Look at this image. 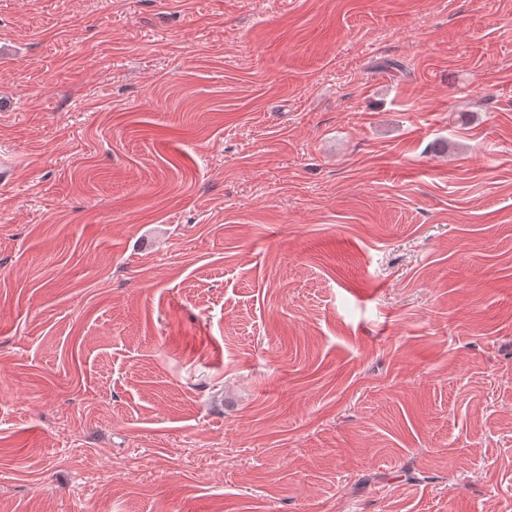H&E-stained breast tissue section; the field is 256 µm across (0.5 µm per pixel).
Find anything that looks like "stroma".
<instances>
[{
  "mask_svg": "<svg viewBox=\"0 0 512 512\" xmlns=\"http://www.w3.org/2000/svg\"><path fill=\"white\" fill-rule=\"evenodd\" d=\"M0 512H512V0H0Z\"/></svg>",
  "mask_w": 512,
  "mask_h": 512,
  "instance_id": "35a3bbf8",
  "label": "stroma"
}]
</instances>
